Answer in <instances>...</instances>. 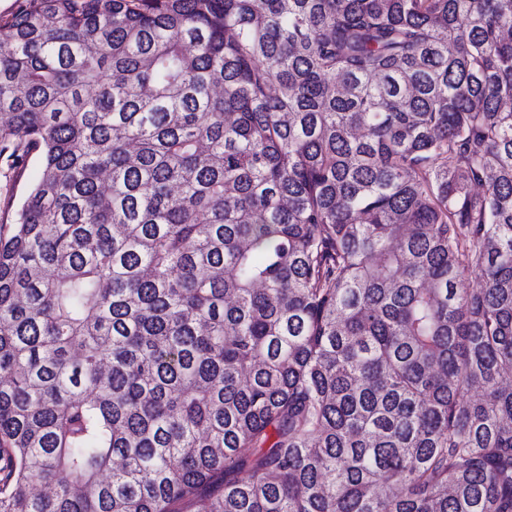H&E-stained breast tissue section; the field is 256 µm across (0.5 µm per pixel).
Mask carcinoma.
Here are the masks:
<instances>
[{
    "instance_id": "obj_1",
    "label": "carcinoma",
    "mask_w": 512,
    "mask_h": 512,
    "mask_svg": "<svg viewBox=\"0 0 512 512\" xmlns=\"http://www.w3.org/2000/svg\"><path fill=\"white\" fill-rule=\"evenodd\" d=\"M0 32V512H512V0ZM40 169V159L35 153L24 161L11 163L0 158V222L12 223L22 199L34 184Z\"/></svg>"
}]
</instances>
